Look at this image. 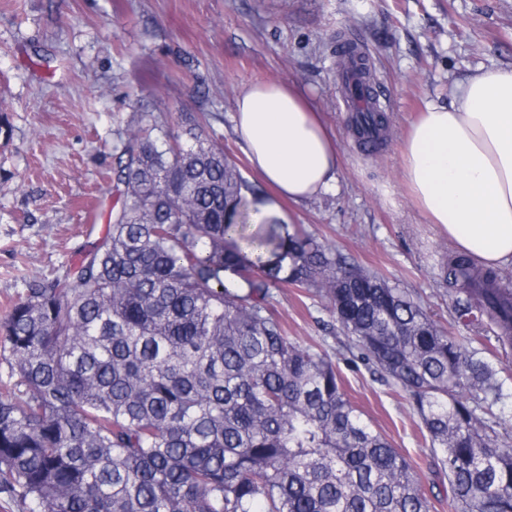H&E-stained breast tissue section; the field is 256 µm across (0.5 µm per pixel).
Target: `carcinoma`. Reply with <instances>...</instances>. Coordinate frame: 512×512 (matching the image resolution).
Instances as JSON below:
<instances>
[{"mask_svg":"<svg viewBox=\"0 0 512 512\" xmlns=\"http://www.w3.org/2000/svg\"><path fill=\"white\" fill-rule=\"evenodd\" d=\"M377 108L356 125L381 127ZM112 223L62 276L0 318V494L22 512H429L409 460L348 398L336 362L302 345L270 289L323 294L347 352L402 391L454 512H512V278L443 264L453 336L402 288L310 234L272 224L242 249L249 184L194 118L123 143Z\"/></svg>","mask_w":512,"mask_h":512,"instance_id":"cac0c4a2","label":"carcinoma"}]
</instances>
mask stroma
<instances>
[{"mask_svg":"<svg viewBox=\"0 0 512 512\" xmlns=\"http://www.w3.org/2000/svg\"><path fill=\"white\" fill-rule=\"evenodd\" d=\"M345 34L371 66L390 118L364 151L348 130L332 54ZM512 66V0H0V317L27 282L60 275L112 218L120 142L153 119L205 114L242 175H257L233 131L250 85L301 86L344 152L338 190L291 207L294 227L418 299L449 332L441 261L450 247L410 202L400 146L424 104L466 74ZM291 338L339 356L350 400L414 465L430 512H451L425 429L403 393L345 354L329 301L273 289Z\"/></svg>","mask_w":512,"mask_h":512,"instance_id":"1","label":"stroma"}]
</instances>
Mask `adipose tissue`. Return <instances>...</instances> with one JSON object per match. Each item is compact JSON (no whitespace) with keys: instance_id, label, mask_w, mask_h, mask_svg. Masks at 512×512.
Here are the masks:
<instances>
[{"instance_id":"1","label":"adipose tissue","mask_w":512,"mask_h":512,"mask_svg":"<svg viewBox=\"0 0 512 512\" xmlns=\"http://www.w3.org/2000/svg\"><path fill=\"white\" fill-rule=\"evenodd\" d=\"M234 131L265 187L258 224H286L297 205L338 186L343 155L305 91L281 82L248 87ZM415 206L459 253L512 267V67L479 69L444 103H427L402 143Z\"/></svg>"}]
</instances>
